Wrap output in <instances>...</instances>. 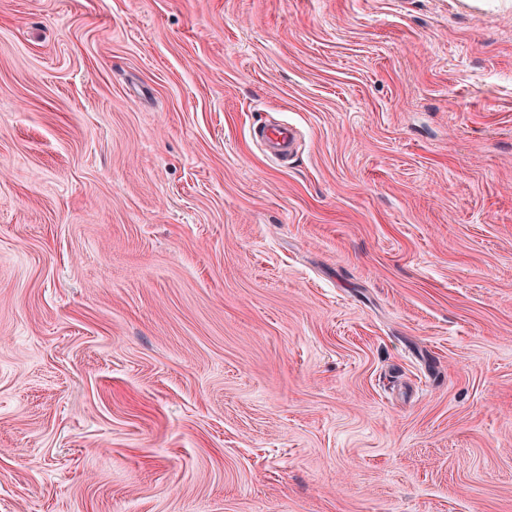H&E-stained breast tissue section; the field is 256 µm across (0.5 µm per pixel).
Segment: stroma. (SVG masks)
<instances>
[{"label":"stroma","mask_w":512,"mask_h":512,"mask_svg":"<svg viewBox=\"0 0 512 512\" xmlns=\"http://www.w3.org/2000/svg\"><path fill=\"white\" fill-rule=\"evenodd\" d=\"M0 512H512V0H0ZM257 139L276 153L279 161L285 164L293 153L296 133L293 127L283 123H271L260 126L255 131Z\"/></svg>","instance_id":"stroma-1"}]
</instances>
